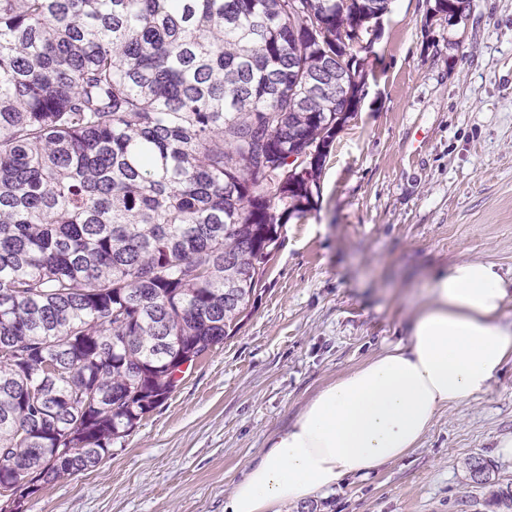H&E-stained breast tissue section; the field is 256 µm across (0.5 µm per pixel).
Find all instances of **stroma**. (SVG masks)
I'll list each match as a JSON object with an SVG mask.
<instances>
[{"instance_id":"35a3bbf8","label":"stroma","mask_w":512,"mask_h":512,"mask_svg":"<svg viewBox=\"0 0 512 512\" xmlns=\"http://www.w3.org/2000/svg\"><path fill=\"white\" fill-rule=\"evenodd\" d=\"M433 6L391 0L314 207L284 225L238 332L27 512H224L245 464L324 384L408 341L435 272L480 258L512 275V0H472L458 22ZM511 436L512 361L407 457L288 512H492L465 463L512 486Z\"/></svg>"}]
</instances>
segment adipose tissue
<instances>
[{
    "label": "adipose tissue",
    "instance_id": "adipose-tissue-1",
    "mask_svg": "<svg viewBox=\"0 0 512 512\" xmlns=\"http://www.w3.org/2000/svg\"><path fill=\"white\" fill-rule=\"evenodd\" d=\"M512 279L468 259L435 273L397 343L322 387L269 438L224 498V512H288L344 477L408 456L437 414L487 394L512 361Z\"/></svg>",
    "mask_w": 512,
    "mask_h": 512
}]
</instances>
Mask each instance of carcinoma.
Listing matches in <instances>:
<instances>
[{
    "label": "carcinoma",
    "instance_id": "1",
    "mask_svg": "<svg viewBox=\"0 0 512 512\" xmlns=\"http://www.w3.org/2000/svg\"><path fill=\"white\" fill-rule=\"evenodd\" d=\"M299 2L0 0V486L22 503L97 467L240 329L312 209L323 163L288 153L327 156L391 0Z\"/></svg>",
    "mask_w": 512,
    "mask_h": 512
}]
</instances>
